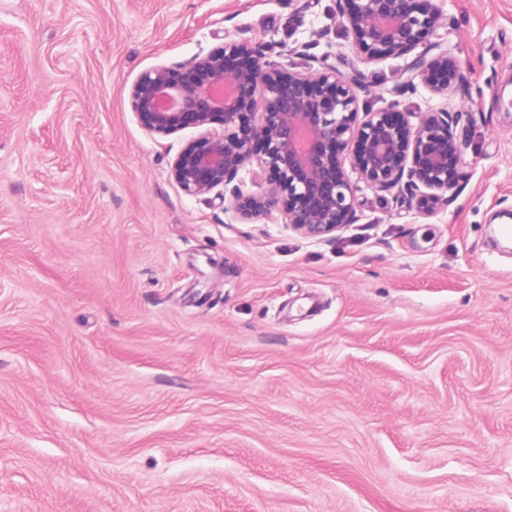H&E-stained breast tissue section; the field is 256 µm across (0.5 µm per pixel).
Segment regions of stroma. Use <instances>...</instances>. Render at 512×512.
Instances as JSON below:
<instances>
[{
    "mask_svg": "<svg viewBox=\"0 0 512 512\" xmlns=\"http://www.w3.org/2000/svg\"><path fill=\"white\" fill-rule=\"evenodd\" d=\"M468 110L463 177L432 215L359 191L328 242L169 164L145 70L232 40L368 60L336 0H0V512H512V0H442Z\"/></svg>",
    "mask_w": 512,
    "mask_h": 512,
    "instance_id": "stroma-1",
    "label": "stroma"
}]
</instances>
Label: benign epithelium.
Returning a JSON list of instances; mask_svg holds the SVG:
<instances>
[{
  "label": "benign epithelium",
  "mask_w": 512,
  "mask_h": 512,
  "mask_svg": "<svg viewBox=\"0 0 512 512\" xmlns=\"http://www.w3.org/2000/svg\"><path fill=\"white\" fill-rule=\"evenodd\" d=\"M337 13L369 59L425 46L394 92L421 84L450 96L457 66L438 38L437 0H337ZM298 56L302 68L284 67L267 59L261 43L229 41L185 65H158L137 78L130 106L149 134L196 131L170 164L181 191L199 199L214 194L239 220L279 212L286 230L318 242L356 220L360 183L378 195L399 190L423 215L435 211L461 177L465 140L457 129L467 112L448 102L413 123L394 103L388 110L362 109L356 83L336 72L329 55L303 50ZM253 161L266 174L261 193H246L235 182Z\"/></svg>",
  "instance_id": "obj_1"
}]
</instances>
